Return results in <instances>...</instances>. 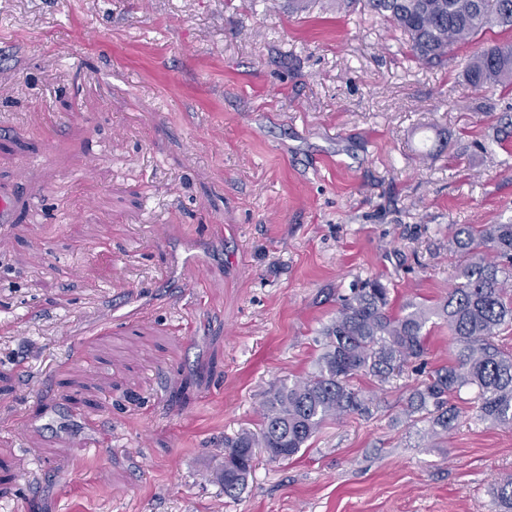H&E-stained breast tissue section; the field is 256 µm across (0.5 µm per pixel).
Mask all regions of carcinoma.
<instances>
[{"mask_svg":"<svg viewBox=\"0 0 512 512\" xmlns=\"http://www.w3.org/2000/svg\"><path fill=\"white\" fill-rule=\"evenodd\" d=\"M406 38L411 61L437 65L454 48L488 27L512 30V0H365ZM463 75L474 88H512V43L492 44L464 58ZM450 246L459 252L456 283L441 302L389 308V291L377 279L337 294L336 317L322 331L327 339L311 376L282 383L262 403L259 432L224 439L219 481L236 498L253 468L255 449L271 461L286 460L330 419L369 413L365 396L352 385L359 376L378 384L407 365L427 374L409 394L405 415L424 423L434 440L452 429L465 409L455 400L474 391L475 418L512 426V353L495 342L512 326V224H456ZM438 320L455 345L454 362L426 371L427 326ZM499 512H512V478L493 489Z\"/></svg>","mask_w":512,"mask_h":512,"instance_id":"obj_1","label":"carcinoma"}]
</instances>
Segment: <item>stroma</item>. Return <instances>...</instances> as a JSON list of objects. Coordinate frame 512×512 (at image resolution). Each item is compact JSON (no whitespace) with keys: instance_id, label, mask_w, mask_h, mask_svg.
<instances>
[{"instance_id":"35a3bbf8","label":"stroma","mask_w":512,"mask_h":512,"mask_svg":"<svg viewBox=\"0 0 512 512\" xmlns=\"http://www.w3.org/2000/svg\"><path fill=\"white\" fill-rule=\"evenodd\" d=\"M510 41L427 66L362 0H0V512H497L512 427L432 443L411 370L237 499L217 473L337 293L436 303L451 225L512 222V91L461 67Z\"/></svg>"}]
</instances>
